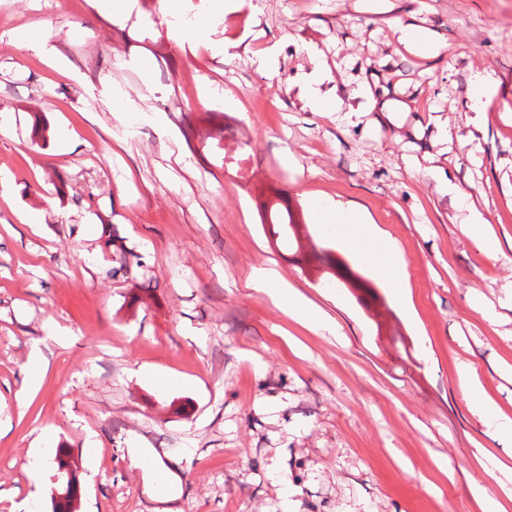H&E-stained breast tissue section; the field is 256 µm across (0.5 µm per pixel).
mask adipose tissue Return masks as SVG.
Returning <instances> with one entry per match:
<instances>
[{
	"label": "adipose tissue",
	"mask_w": 512,
	"mask_h": 512,
	"mask_svg": "<svg viewBox=\"0 0 512 512\" xmlns=\"http://www.w3.org/2000/svg\"><path fill=\"white\" fill-rule=\"evenodd\" d=\"M310 59L313 73L310 79L299 84L298 97L311 111L333 113L334 100L320 90L325 81L331 80L332 70L318 54H311ZM441 188L451 202L466 207L467 216L460 225L461 233L476 242L488 257L496 260L503 256L501 240L497 234L489 231V221L484 211L475 204L465 203L464 194L454 181L442 180ZM313 209L317 223L340 226L338 240L345 249L368 263L375 274L394 289L403 290L407 274L395 242L377 225L367 223L359 206L351 202H325L317 199L313 202ZM250 286L268 296L275 306L308 329L335 333V322L289 284L275 264L266 263L254 268ZM457 376L471 414L480 423L493 428L502 440L512 443V417L502 413L483 390L474 364L469 361L459 362Z\"/></svg>",
	"instance_id": "adipose-tissue-1"
}]
</instances>
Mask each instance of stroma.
<instances>
[{"mask_svg": "<svg viewBox=\"0 0 512 512\" xmlns=\"http://www.w3.org/2000/svg\"><path fill=\"white\" fill-rule=\"evenodd\" d=\"M176 5L194 31L159 0H0V113L12 118L0 133V512H52L63 445L83 461L76 512H284L288 488L294 512H483L469 487L496 492L486 470L512 473V449L472 416L456 367L472 361L512 416V261L461 234L428 170L512 236V0ZM409 12L443 35L440 57L398 42L389 21ZM19 29L62 67L15 48ZM311 48L342 111L366 83L408 111L377 126L311 112L288 91ZM481 69L498 89L471 159ZM119 101L142 119L122 120ZM271 187L298 225L286 249L261 223ZM312 193L356 203L390 234L413 312L322 236ZM29 208L42 223L17 220ZM320 248L339 269L312 260ZM269 261L338 335L246 288ZM36 352L46 368L30 390ZM134 448L176 473L168 498Z\"/></svg>", "mask_w": 512, "mask_h": 512, "instance_id": "1", "label": "stroma"}]
</instances>
